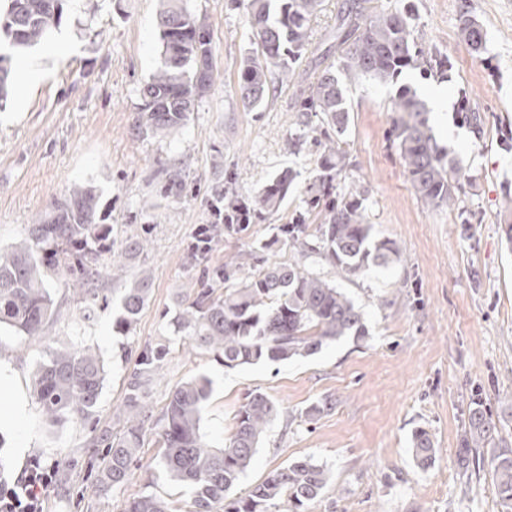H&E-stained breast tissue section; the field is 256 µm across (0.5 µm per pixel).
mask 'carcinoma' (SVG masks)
Here are the masks:
<instances>
[{"instance_id":"cac0c4a2","label":"carcinoma","mask_w":512,"mask_h":512,"mask_svg":"<svg viewBox=\"0 0 512 512\" xmlns=\"http://www.w3.org/2000/svg\"><path fill=\"white\" fill-rule=\"evenodd\" d=\"M64 0H8L0 13V102L12 87V61L42 42L60 19ZM247 12L257 48L239 65L237 93L244 108L258 109L269 95L273 80L284 81L312 44L314 18L324 0H233ZM370 0H349L336 13L332 37L336 56L309 86L300 92L296 124L305 129L311 118H320L323 145L317 174L307 187V205L313 210L325 202V222L320 234L307 233L306 215L279 227L288 247L301 258H321L342 275H356L369 264L387 265L400 259L390 239L375 240L365 222L366 190L334 192L333 182L346 171V154L335 137L344 134L350 121L347 86L360 78L378 83L396 79L412 68L423 73L448 71V56L425 50L415 37L409 12L397 7L380 11ZM161 51L156 71L142 85V103L136 127L147 137L164 139L182 127L209 91L214 78L212 38L206 19L190 12L184 0H164L160 11ZM458 35L475 56L486 50L481 25L462 16ZM397 113L389 129L410 176L418 200L432 207L456 204L461 185L448 174V152L441 148L429 126L428 108L410 89L393 101ZM295 175L282 172L261 190L260 209L276 212L284 203ZM216 204H224V224L236 233L247 231L255 212L238 197L215 191ZM100 195L92 183L78 184L51 210L29 225L26 238L0 249V326L7 325L27 337L41 335L59 315L49 288L58 269L79 275L76 286L85 306L82 318L94 313L99 300L100 260L112 251L107 237L96 232ZM249 266L245 282H234L237 269ZM205 287L184 296L173 318L175 331L209 348L227 367L260 361L280 362L309 356L343 336L366 335L362 315L354 302L320 274L298 261L269 263L254 252L234 256L224 268L203 269ZM150 278L140 277L124 289L116 326L129 331L141 313ZM224 293L218 295L216 290ZM169 350L164 345L143 351L130 374L125 394L126 425L115 431L98 430L96 442L106 447V463L99 482L106 490L122 487L141 448L146 398L155 372ZM104 365L89 347L52 349L34 375V393L45 416L58 422L70 416L88 418L97 407L103 385ZM209 381L194 378L171 393L156 426L162 444L157 466L172 480L192 492V512H308L328 483V471L309 459H299L271 471L242 497L232 495L240 476L250 465L261 436L278 414L265 394L246 396L237 415L236 429L222 448L209 446L200 433ZM496 427L478 404L470 412L459 456L466 460L474 449L493 440ZM413 455L426 469L434 462L429 435H415ZM494 492L506 512H512V448L499 449L494 460ZM124 512H175L170 503L153 494L127 501Z\"/></svg>"}]
</instances>
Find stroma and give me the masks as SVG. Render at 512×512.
<instances>
[{
  "instance_id": "1",
  "label": "stroma",
  "mask_w": 512,
  "mask_h": 512,
  "mask_svg": "<svg viewBox=\"0 0 512 512\" xmlns=\"http://www.w3.org/2000/svg\"><path fill=\"white\" fill-rule=\"evenodd\" d=\"M373 3L411 9L419 38L452 62L443 78L408 69L387 84L361 80L347 89L353 112L339 143L349 166L339 183L366 189L375 237L393 240L401 258L355 276L338 275L320 259L311 264L353 300L365 336L341 337L310 356L231 368L213 352L189 345L170 317L182 296L199 288L204 266H223L257 245L267 261L295 260L279 228L304 206L317 152L310 144L288 151L297 120L294 90L274 85L263 108H244L237 74L254 47L244 9L229 0H185L210 26L213 85L184 127L161 142L144 139L134 123L139 89L159 62L161 0H65L46 41L69 42L70 53L0 107V246L22 241L29 224L74 185L93 183L100 226L112 242L98 282L108 303L91 319H79L72 276L64 271L50 282L60 315L41 336L0 329V372L25 397L19 415L12 393L0 392V481L14 483L30 461L49 466L63 460L67 480L47 491L44 512H123L144 492L189 512L187 489L155 467L161 447L154 422L176 386L204 377L210 394L201 432L210 446L228 442L248 393L262 392L278 407L236 494L246 495L270 471L307 458L329 473L309 512H503L492 460L498 449L512 448V244L502 233L512 223V0ZM465 14L484 29L482 56H473L458 38ZM438 85L448 92V108L431 111L430 125L448 150L450 177L463 185L454 210L417 199L388 138L400 89L425 100ZM462 88L481 116V130L459 113ZM287 169L296 177L282 207L248 231H227L212 213L215 188L229 184L251 200ZM170 170L180 172V188L168 189ZM200 224L213 227V248L203 264L191 262L186 251ZM137 239L145 248L128 250ZM144 273L150 276L145 306L130 332L120 333V296ZM160 344L169 354L148 396L154 421L145 427L124 487L102 490L94 473L104 466L105 450L95 444L91 427L116 423L141 351ZM72 345L97 350L103 388L92 420L69 418L53 426L33 396L32 376L47 349ZM326 398L333 401L330 410L306 417L308 407ZM477 403L496 434L463 466L457 451ZM420 428L435 448L426 469L412 453Z\"/></svg>"
}]
</instances>
